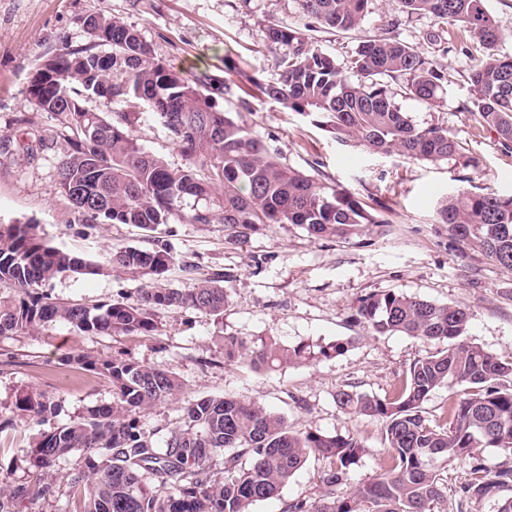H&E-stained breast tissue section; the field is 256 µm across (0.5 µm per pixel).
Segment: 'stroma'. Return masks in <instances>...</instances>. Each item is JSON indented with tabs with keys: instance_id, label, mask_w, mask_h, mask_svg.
<instances>
[{
	"instance_id": "obj_1",
	"label": "stroma",
	"mask_w": 512,
	"mask_h": 512,
	"mask_svg": "<svg viewBox=\"0 0 512 512\" xmlns=\"http://www.w3.org/2000/svg\"><path fill=\"white\" fill-rule=\"evenodd\" d=\"M96 12L120 17L138 30L157 58L172 67L222 79L220 107L258 131L283 164L361 197L388 199L391 225L384 234L343 240L313 239L296 225L275 224L238 245L225 244L220 224L176 220L160 226L157 236L168 240L180 262L170 274L174 283L185 282V263L201 274L224 273L229 304L223 319L187 309L161 314L160 333L154 337L88 336L63 323L0 336V420L12 421L0 432V484L33 479L27 451L45 428L16 412V395L45 393L59 406L60 424L88 408L110 405L111 382L64 359L88 353L108 360L120 352L169 370L183 383L177 399L140 414L144 430L154 433L156 441H163L179 421L185 400L245 397L283 416L293 430L312 428L359 439L365 451L352 480H369L380 471L383 423L343 412L335 401L337 391L388 397L409 366L438 345L404 334L368 333L353 319L359 299L391 290L439 304L468 305L474 311L468 343L501 357L512 355V272L475 249L450 250L447 227L434 221L442 195L479 189L512 194V152H502L495 133L466 109L472 91L465 53L469 41L462 27L448 26L433 42L429 36L437 30L431 18L399 13L391 0H372L356 30H319L313 38L341 64L361 38L375 35L393 37L442 62L446 93L440 105L402 95L396 102L416 124L447 126L476 160L473 168L374 155L360 143L337 142L308 117L263 97L256 80L278 77L265 47L267 27L285 24L304 32L311 23L297 0H0V135L15 131L20 117L27 118L32 134L49 128V115L26 100L37 60L62 43H87L82 20ZM135 134L171 166L183 164V155L151 113H139ZM66 149L63 140L55 139L33 158L22 142L0 153V224L33 221L50 245L96 260L115 248L147 246V231L132 224L75 223L56 181V165ZM145 283V278L128 275H70L54 280L48 290L63 300L95 303L120 292L135 294ZM222 336L249 342L271 337L285 346L341 340L347 348L338 356L265 370L244 360L225 361L216 345ZM328 467V460L309 458L280 496L257 503L253 512H283L294 499L316 498Z\"/></svg>"
}]
</instances>
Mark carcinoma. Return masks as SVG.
Listing matches in <instances>:
<instances>
[{
  "mask_svg": "<svg viewBox=\"0 0 512 512\" xmlns=\"http://www.w3.org/2000/svg\"><path fill=\"white\" fill-rule=\"evenodd\" d=\"M314 23L337 32L357 28L371 0H297ZM409 16H429L438 28L458 23L468 34L469 110L512 150V56L496 52L502 33L485 0H394ZM100 34L83 45L66 44L42 58L43 80H30L26 99L55 121L67 150L58 161L59 191L80 224H133L146 231L179 219L224 225L225 241L240 244L269 224H295L312 238H348L390 223L391 207L286 166L259 133L222 110L224 86L207 74L179 71L160 60L150 43L120 18L91 14ZM279 77L257 83L284 108L313 116L347 143L410 160H455L464 155L448 128L419 126L395 103L390 81L402 92L433 105L444 93L443 65L419 49L388 36L361 41L350 59L352 80L312 38L283 24L266 29ZM123 103L124 109L114 108ZM146 107L179 147L185 163L170 166L147 151L133 133L136 113ZM85 196L74 195L75 190ZM434 222L448 226L458 247H477L512 271V196L460 191L437 205ZM176 257L167 240L128 247L99 262L49 245L31 222L0 224V335L66 323L79 333L156 336L163 313L193 309L223 319L228 295L223 275L169 283ZM140 275L148 285L131 298L121 293L99 305L61 301L42 286L69 274ZM471 307L439 304L388 291L361 299L355 321L375 334L401 333L443 347L417 360L392 395L371 398L336 392L348 413L377 417L384 427L381 472L351 484L364 448L341 434L291 430L284 418L256 402L202 397L187 402L164 446L144 431L137 414L176 398L182 382L173 373L114 356L89 354L66 362L112 382L113 401L40 433L28 450L32 482L0 486V512L15 504L55 496L54 467L79 457L69 481L82 512H252L280 495L311 456L329 461L313 500L294 499L284 512H448V493L460 501L499 497L498 512H512V467L488 468L483 448L512 456V357L502 358L464 340ZM224 359L243 358L255 367L309 363L337 356L346 343L275 339L250 347L225 336ZM452 390L448 407L430 423L423 404L430 392ZM15 410L46 421L58 405L20 392ZM463 467L467 479L448 490V469Z\"/></svg>",
  "mask_w": 512,
  "mask_h": 512,
  "instance_id": "carcinoma-1",
  "label": "carcinoma"
}]
</instances>
